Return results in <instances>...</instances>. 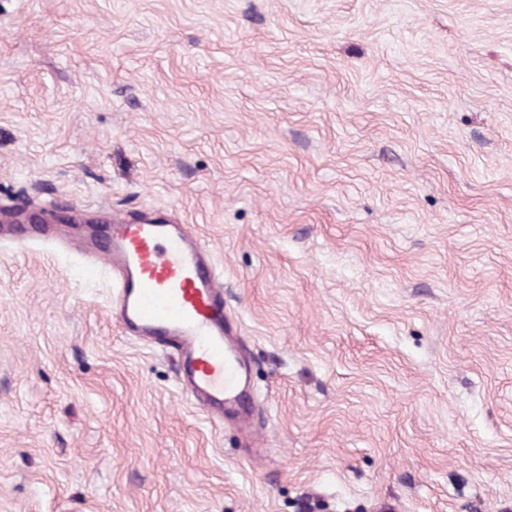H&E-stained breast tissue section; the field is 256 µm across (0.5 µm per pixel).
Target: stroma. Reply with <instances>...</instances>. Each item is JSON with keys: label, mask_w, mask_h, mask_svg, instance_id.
Returning a JSON list of instances; mask_svg holds the SVG:
<instances>
[{"label": "stroma", "mask_w": 512, "mask_h": 512, "mask_svg": "<svg viewBox=\"0 0 512 512\" xmlns=\"http://www.w3.org/2000/svg\"><path fill=\"white\" fill-rule=\"evenodd\" d=\"M214 253L257 453L0 246V512H512V0H0V204Z\"/></svg>", "instance_id": "stroma-1"}]
</instances>
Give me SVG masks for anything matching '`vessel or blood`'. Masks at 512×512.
<instances>
[{
  "label": "vessel or blood",
  "mask_w": 512,
  "mask_h": 512,
  "mask_svg": "<svg viewBox=\"0 0 512 512\" xmlns=\"http://www.w3.org/2000/svg\"><path fill=\"white\" fill-rule=\"evenodd\" d=\"M86 253L108 272L123 333L171 349L178 388L223 424L225 411L243 399L250 366L208 246L191 225L143 212L114 216Z\"/></svg>",
  "instance_id": "vessel-or-blood-1"
}]
</instances>
